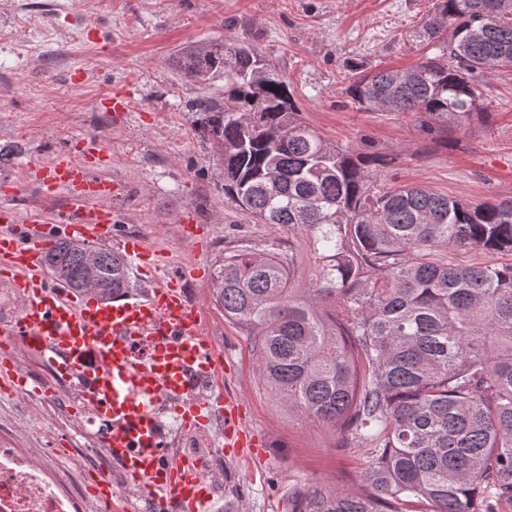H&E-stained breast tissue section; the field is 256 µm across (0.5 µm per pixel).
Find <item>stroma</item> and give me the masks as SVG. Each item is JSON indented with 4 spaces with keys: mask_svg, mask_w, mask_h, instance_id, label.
<instances>
[{
    "mask_svg": "<svg viewBox=\"0 0 512 512\" xmlns=\"http://www.w3.org/2000/svg\"><path fill=\"white\" fill-rule=\"evenodd\" d=\"M437 2L0 0V143L21 148L0 166V183L21 179L29 162L49 160L75 140H91L111 156L99 177L124 187L114 206L126 231L146 237L167 272L194 268L185 291L224 352L219 391L242 403L259 445L251 455H226L221 425L190 435L170 405L160 416L171 454L200 456L215 499L242 512H290L294 491L315 485L359 491L370 445L278 404L260 380L251 337L215 304L213 275L225 249L284 250L307 239L296 229L258 223L225 196L217 151L195 130L190 110L197 97L222 94L224 83L188 81L169 59L220 37L253 44L286 78L305 123L342 148L387 158L372 180L375 189L421 184L476 203L512 201V69L479 85L489 121L431 135L418 117L364 109L348 93L359 72L410 68L429 54L418 32ZM78 67L91 78L70 84L68 73ZM125 90L134 94L130 111L97 109L101 97ZM184 213L199 227L196 240L181 235ZM85 414L68 383L50 398L0 389V444L52 456L62 474L75 476L102 444L96 427L73 430Z\"/></svg>",
    "mask_w": 512,
    "mask_h": 512,
    "instance_id": "stroma-1",
    "label": "stroma"
}]
</instances>
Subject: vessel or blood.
<instances>
[{
    "label": "vessel or blood",
    "instance_id": "obj_1",
    "mask_svg": "<svg viewBox=\"0 0 512 512\" xmlns=\"http://www.w3.org/2000/svg\"><path fill=\"white\" fill-rule=\"evenodd\" d=\"M106 161L102 151L71 146L50 161L25 168L26 182L45 193L63 188L75 203L53 225L35 228V216L21 218L12 205L19 190L0 187V269L13 276L19 301L10 325L0 334L46 363L48 383L78 381L84 407L108 421L106 454L127 481L136 484L157 512H214V497L198 459L171 457L159 403L181 407L180 426L191 432L213 418L224 422V445L246 448L241 404L233 398L198 399V381L220 374L216 346L204 329V316L183 287L191 269L178 275L153 273V249L141 236L123 233L112 205L120 187L98 178ZM91 245L120 241L129 263L150 276L142 291L111 298L75 295L52 279L43 255L59 237ZM29 375L14 355H0V383L26 388Z\"/></svg>",
    "mask_w": 512,
    "mask_h": 512
}]
</instances>
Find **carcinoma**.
<instances>
[{"mask_svg": "<svg viewBox=\"0 0 512 512\" xmlns=\"http://www.w3.org/2000/svg\"><path fill=\"white\" fill-rule=\"evenodd\" d=\"M423 38L433 55L349 86L371 111L459 124L480 115L472 75L512 68V0H439ZM188 80L224 79L191 106L218 148L224 194L262 224L305 232L316 272L294 255L224 251L213 295L253 338L280 403L372 443L359 492L297 490L291 512H496L512 504V264L449 254L512 253V204L426 186L376 192L377 161L299 118L285 77L254 47L215 40L180 50ZM68 287L108 297L130 287L122 253L71 240L45 254Z\"/></svg>", "mask_w": 512, "mask_h": 512, "instance_id": "cac0c4a2", "label": "carcinoma"}]
</instances>
